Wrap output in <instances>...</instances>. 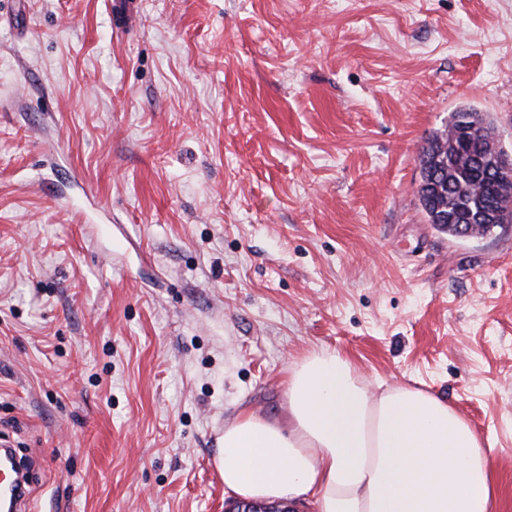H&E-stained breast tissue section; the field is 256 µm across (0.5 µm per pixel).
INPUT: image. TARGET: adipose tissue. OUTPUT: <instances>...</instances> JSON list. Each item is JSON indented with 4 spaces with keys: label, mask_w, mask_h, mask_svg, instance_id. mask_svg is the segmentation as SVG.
<instances>
[{
    "label": "adipose tissue",
    "mask_w": 512,
    "mask_h": 512,
    "mask_svg": "<svg viewBox=\"0 0 512 512\" xmlns=\"http://www.w3.org/2000/svg\"><path fill=\"white\" fill-rule=\"evenodd\" d=\"M230 493L317 512H493L492 466L455 407L415 387L373 391L341 353L314 350L287 369L285 415L240 411L215 459Z\"/></svg>",
    "instance_id": "adipose-tissue-1"
}]
</instances>
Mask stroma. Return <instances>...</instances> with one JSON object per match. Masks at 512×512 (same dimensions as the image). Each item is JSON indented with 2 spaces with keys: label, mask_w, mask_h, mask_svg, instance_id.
I'll return each mask as SVG.
<instances>
[{
  "label": "stroma",
  "mask_w": 512,
  "mask_h": 512,
  "mask_svg": "<svg viewBox=\"0 0 512 512\" xmlns=\"http://www.w3.org/2000/svg\"><path fill=\"white\" fill-rule=\"evenodd\" d=\"M0 0V441L27 512H228L224 423L314 349L454 405L512 512V224H429L512 0Z\"/></svg>",
  "instance_id": "stroma-1"
}]
</instances>
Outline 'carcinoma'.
I'll return each instance as SVG.
<instances>
[{"mask_svg": "<svg viewBox=\"0 0 512 512\" xmlns=\"http://www.w3.org/2000/svg\"><path fill=\"white\" fill-rule=\"evenodd\" d=\"M479 118H483V114L470 106L460 107L452 113L448 132L454 135L457 144H462L463 139L470 136L468 130ZM444 140L445 137L438 134L432 136L420 159L421 181L429 187L418 192V200L428 222L443 233H452L448 225L456 224L475 212V203L469 192L473 184L496 205L501 219L512 222L509 192L486 176L476 161L471 159L458 163L455 150L443 149Z\"/></svg>", "mask_w": 512, "mask_h": 512, "instance_id": "cac0c4a2", "label": "carcinoma"}]
</instances>
